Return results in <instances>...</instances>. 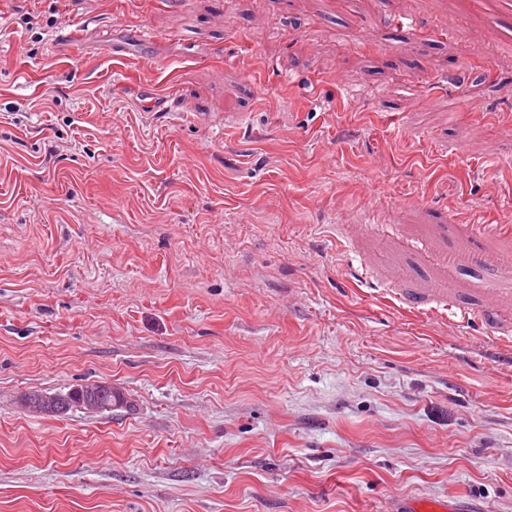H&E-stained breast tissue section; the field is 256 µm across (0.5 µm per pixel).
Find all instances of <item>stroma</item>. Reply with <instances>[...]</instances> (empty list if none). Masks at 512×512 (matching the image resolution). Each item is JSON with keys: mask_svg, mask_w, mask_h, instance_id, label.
<instances>
[{"mask_svg": "<svg viewBox=\"0 0 512 512\" xmlns=\"http://www.w3.org/2000/svg\"><path fill=\"white\" fill-rule=\"evenodd\" d=\"M511 269L483 0H0V512H512ZM97 385V383H91L77 387L80 393L79 396L82 397L80 401H70L68 398L60 395L33 394L26 398L25 403L28 407L35 410H51L73 405L97 412L104 411V409L112 411L114 404H100L98 400L100 391Z\"/></svg>", "mask_w": 512, "mask_h": 512, "instance_id": "1", "label": "stroma"}]
</instances>
